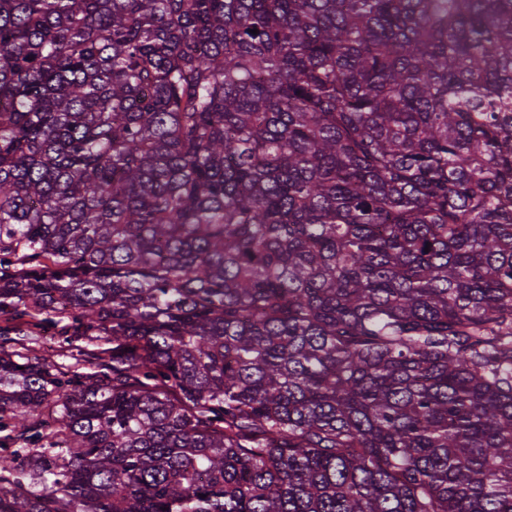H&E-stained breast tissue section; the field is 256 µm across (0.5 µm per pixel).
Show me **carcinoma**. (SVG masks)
I'll use <instances>...</instances> for the list:
<instances>
[{
  "instance_id": "obj_1",
  "label": "carcinoma",
  "mask_w": 512,
  "mask_h": 512,
  "mask_svg": "<svg viewBox=\"0 0 512 512\" xmlns=\"http://www.w3.org/2000/svg\"><path fill=\"white\" fill-rule=\"evenodd\" d=\"M0 316V512H512V0H0ZM66 335H68L69 339L71 338L69 354H73L75 358L84 359V356L79 354L90 352L91 350L96 353L104 352L102 350H112V342L106 341L103 336L98 338L96 341L91 342L87 337L74 336V330L71 326L69 327ZM49 333H51L53 336H55V339H56V342L51 349H49L47 339L45 338V336L47 334L44 335L42 338H40L39 341H24L23 345H16V349H20L21 347H24L27 349L29 348L35 354H37L39 356L40 355L50 356V357L57 359V361H59V362L73 365L76 362L74 359H72L70 357H57V355L60 353V348H58V347H59V345L63 346L62 340L64 338V336L61 333V331L59 330V328L52 330ZM58 338L60 340V343L57 344Z\"/></svg>"
}]
</instances>
